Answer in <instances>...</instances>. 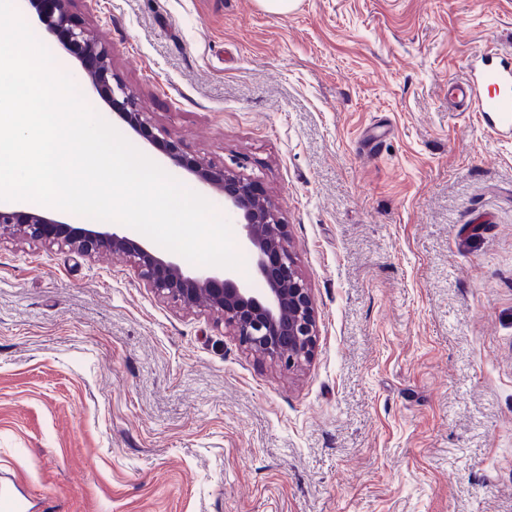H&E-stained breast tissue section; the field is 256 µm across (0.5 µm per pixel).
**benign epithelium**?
I'll return each instance as SVG.
<instances>
[{
  "label": "benign epithelium",
  "mask_w": 512,
  "mask_h": 512,
  "mask_svg": "<svg viewBox=\"0 0 512 512\" xmlns=\"http://www.w3.org/2000/svg\"><path fill=\"white\" fill-rule=\"evenodd\" d=\"M73 0H28L37 22L61 38L73 54L88 89L112 106L135 133L162 147L205 189L224 194V209L241 227L242 245L252 255L265 288L255 289L225 268L186 269L173 253L155 252L108 224H69L45 207L1 209L0 236L18 235L31 242L61 243L92 255L110 249L127 255L146 285L184 309L205 304L240 345L258 358L299 370L313 358L318 330L310 288L291 250L288 225L270 198L255 184L224 167L179 153L156 130L150 113L112 73V52L93 31L74 22Z\"/></svg>",
  "instance_id": "1"
}]
</instances>
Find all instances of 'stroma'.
I'll return each instance as SVG.
<instances>
[{"label":"stroma","instance_id":"stroma-1","mask_svg":"<svg viewBox=\"0 0 512 512\" xmlns=\"http://www.w3.org/2000/svg\"><path fill=\"white\" fill-rule=\"evenodd\" d=\"M181 153L255 181L318 339L257 360L128 257L0 238L28 512H512V136L448 100L512 0H74Z\"/></svg>","mask_w":512,"mask_h":512}]
</instances>
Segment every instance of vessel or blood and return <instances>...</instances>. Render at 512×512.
<instances>
[{
    "label": "vessel or blood",
    "instance_id": "vessel-or-blood-1",
    "mask_svg": "<svg viewBox=\"0 0 512 512\" xmlns=\"http://www.w3.org/2000/svg\"><path fill=\"white\" fill-rule=\"evenodd\" d=\"M478 67L467 82L451 85L449 99L467 112L493 113L500 135L512 134V52L475 54Z\"/></svg>",
    "mask_w": 512,
    "mask_h": 512
}]
</instances>
